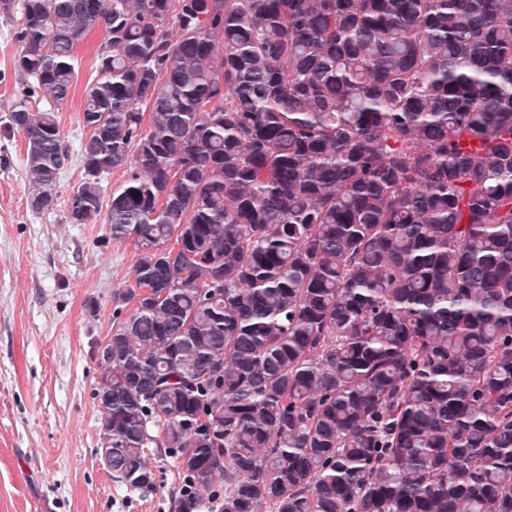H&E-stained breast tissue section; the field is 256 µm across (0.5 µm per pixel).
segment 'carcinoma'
<instances>
[{
	"mask_svg": "<svg viewBox=\"0 0 512 512\" xmlns=\"http://www.w3.org/2000/svg\"><path fill=\"white\" fill-rule=\"evenodd\" d=\"M29 204L132 248L107 467L174 512H512V0H0ZM117 169L121 185L105 193ZM100 41L101 36L95 34L89 37L79 47L78 54L82 57V63L74 81V84H76L75 95L58 106L55 110L61 134L70 145H75L78 138L85 135V130L79 124L78 117L81 109L83 91L87 83L94 77L93 56Z\"/></svg>",
	"mask_w": 512,
	"mask_h": 512,
	"instance_id": "cac0c4a2",
	"label": "carcinoma"
}]
</instances>
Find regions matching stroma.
Returning <instances> with one entry per match:
<instances>
[{
	"mask_svg": "<svg viewBox=\"0 0 512 512\" xmlns=\"http://www.w3.org/2000/svg\"><path fill=\"white\" fill-rule=\"evenodd\" d=\"M10 29L0 15V512H173L182 476L172 459L149 456L156 484L139 491L101 461L98 349L116 313L131 310L118 293L133 281L135 257L107 240L105 225L69 223L79 158L60 175L57 206L29 207L27 141L7 123L17 96ZM100 41L79 47L77 93L55 110L71 145L85 134L81 93Z\"/></svg>",
	"mask_w": 512,
	"mask_h": 512,
	"instance_id": "stroma-1",
	"label": "stroma"
}]
</instances>
